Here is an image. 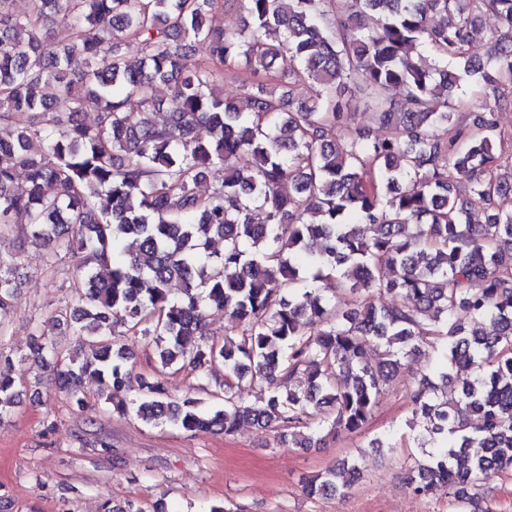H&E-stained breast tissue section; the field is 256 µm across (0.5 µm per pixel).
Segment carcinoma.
Here are the masks:
<instances>
[{
    "instance_id": "obj_1",
    "label": "carcinoma",
    "mask_w": 512,
    "mask_h": 512,
    "mask_svg": "<svg viewBox=\"0 0 512 512\" xmlns=\"http://www.w3.org/2000/svg\"><path fill=\"white\" fill-rule=\"evenodd\" d=\"M15 2L0 0V128L20 111L31 120L0 137V330L19 279L6 242L42 247L50 267L70 257L74 302L51 320L69 323L80 354L59 363L37 325L31 353L74 407L92 376L112 386L113 411L147 424L226 436L249 424L318 448L325 423L362 433L426 346L438 361L411 392L427 456L408 468L415 494L467 512L512 471V136L494 110L468 122L452 99L512 78V0H350L345 16L341 0H24L20 14ZM220 6L239 24L213 27ZM479 25L495 32L482 48ZM76 54L87 67L71 75ZM227 77L247 110L216 93ZM159 84L174 105L157 121ZM357 92L385 134L349 130ZM330 288L353 306L331 304ZM382 290L391 305L363 299ZM212 308L234 319L222 345L208 337ZM128 335L151 346L153 379L133 375ZM217 362L224 405L169 391L170 371ZM244 382L261 405L242 399ZM18 396L1 370L0 426ZM361 477L345 460L306 493L344 496Z\"/></svg>"
}]
</instances>
